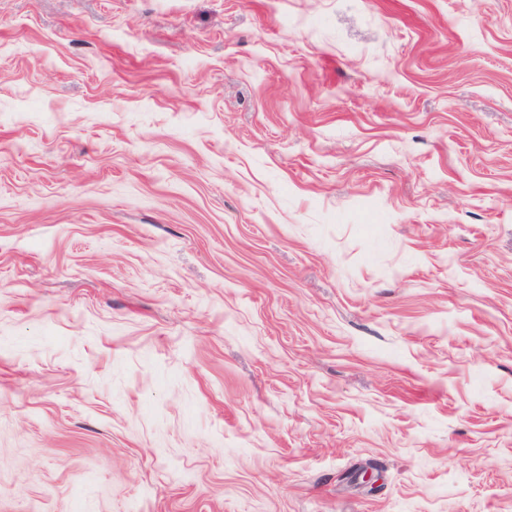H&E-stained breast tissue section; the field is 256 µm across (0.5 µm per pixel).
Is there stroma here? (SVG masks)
I'll return each mask as SVG.
<instances>
[{
	"label": "stroma",
	"instance_id": "stroma-1",
	"mask_svg": "<svg viewBox=\"0 0 512 512\" xmlns=\"http://www.w3.org/2000/svg\"><path fill=\"white\" fill-rule=\"evenodd\" d=\"M0 512H512V0H0Z\"/></svg>",
	"mask_w": 512,
	"mask_h": 512
}]
</instances>
